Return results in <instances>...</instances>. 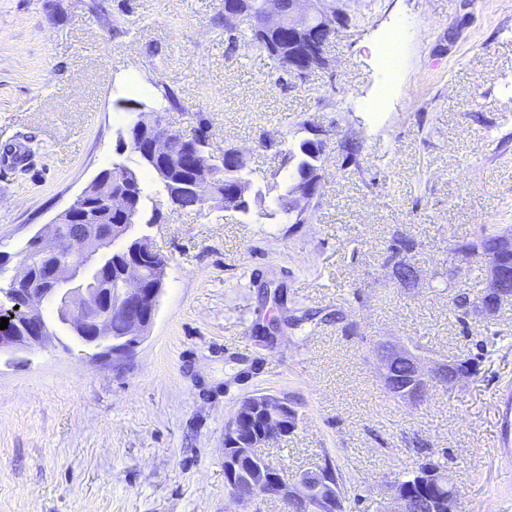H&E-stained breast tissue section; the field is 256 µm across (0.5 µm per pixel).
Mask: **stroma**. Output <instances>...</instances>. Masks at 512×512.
I'll list each match as a JSON object with an SVG mask.
<instances>
[{
  "mask_svg": "<svg viewBox=\"0 0 512 512\" xmlns=\"http://www.w3.org/2000/svg\"><path fill=\"white\" fill-rule=\"evenodd\" d=\"M324 7L349 16L329 66L287 89L264 51L225 42L224 0H0V251H20L111 165L130 73L148 104L174 90L173 127L204 113L214 146L242 150L265 194L246 215L169 211L148 228L167 275L129 357L82 354L60 324L52 346L0 363V512H249L225 488L224 427L256 393L299 414L269 459L290 475L339 466L345 512H385L423 449L459 512H512L500 460L512 302L493 325L458 321L453 296L476 295L484 273L448 259L483 225H512V0ZM397 30L390 72L378 54ZM320 127L335 131L320 193L291 224L273 213L288 167L257 142ZM18 143L25 161L4 159ZM397 233L414 244L418 287L388 275ZM383 340L475 371L402 403L371 358Z\"/></svg>",
  "mask_w": 512,
  "mask_h": 512,
  "instance_id": "stroma-1",
  "label": "stroma"
}]
</instances>
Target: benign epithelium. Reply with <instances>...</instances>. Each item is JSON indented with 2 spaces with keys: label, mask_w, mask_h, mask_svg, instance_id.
Returning a JSON list of instances; mask_svg holds the SVG:
<instances>
[{
  "label": "benign epithelium",
  "mask_w": 512,
  "mask_h": 512,
  "mask_svg": "<svg viewBox=\"0 0 512 512\" xmlns=\"http://www.w3.org/2000/svg\"><path fill=\"white\" fill-rule=\"evenodd\" d=\"M242 19L244 13L236 7L224 9L225 37L237 32V21ZM252 21L265 34L285 29L288 38L301 44L299 56L288 57V73L294 80L304 81L316 69L328 65L327 45L308 43L312 32L320 29L333 36L346 22V15L340 11L331 15L325 13L322 0H264L263 11ZM137 132L146 134L150 151L156 157L193 153L198 144L194 133L173 127L163 112L139 113ZM321 182L322 179L318 178L295 185L288 195L291 210L307 213L318 195ZM188 190L208 203L215 199L213 187L207 181H195L188 185ZM252 191L253 185L239 183L231 198L221 197L219 204L227 211L239 212L242 202ZM88 196L89 188L86 187L31 239L37 251L50 257L62 245L61 220L68 217L77 221L71 238L77 251V263L72 270L65 272L48 268L37 286L35 281L38 277L29 262L21 258L16 263L7 291L25 298L26 320L18 331L0 334V355L15 357L47 346L52 330L44 319L43 306L46 303L54 305L58 312L69 318L66 325L83 346L105 348L114 356L131 353L150 331L165 284V260L150 240L142 241L140 247L132 252V258L136 260L145 255L155 257V282L150 288L143 287L141 279L129 272L112 288L81 276L80 269L104 243L112 240V233L91 232L84 226L89 216L81 217L79 213L87 209L85 200ZM477 256L485 272L484 286L476 297L467 301L464 310L466 315L476 316L491 325L497 320L502 306L512 302V285L506 282L502 273V260L512 257V226L500 228L493 247L479 250ZM387 267L391 278L398 284L406 288L418 285L419 270L405 248L392 252ZM117 321L123 323L125 330V334L118 338L112 336V324ZM372 352L379 364L385 389L393 397L410 403L423 401L438 382L458 384L471 374L470 366L457 361L437 363L426 371L421 357L407 346L379 342L373 346ZM248 414L260 415L261 424L244 440L239 429ZM297 426L296 412L286 399L254 394L239 404L224 431V455L231 462L230 484L242 481L247 485V490L232 496L233 501L251 505V512H264L263 507L272 500L308 509L318 495L323 497V512H341L344 509L336 487V474L329 465L307 469L290 479L283 468L273 462L267 463L263 456L261 449L292 433ZM431 481L448 486L445 512H458L456 487L437 472L425 470L420 474V484ZM390 490L386 512H409L408 488L401 479L392 480Z\"/></svg>",
  "instance_id": "benign-epithelium-1"
}]
</instances>
